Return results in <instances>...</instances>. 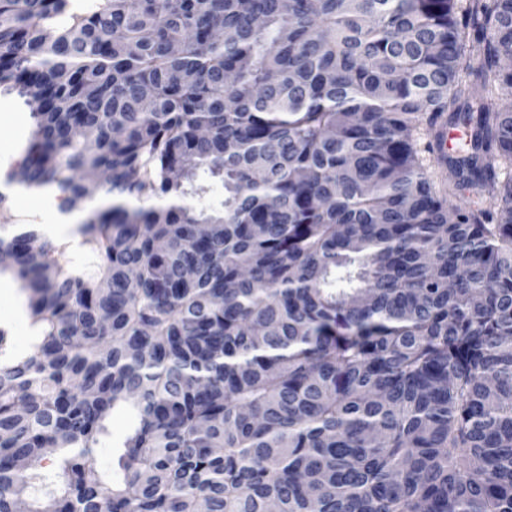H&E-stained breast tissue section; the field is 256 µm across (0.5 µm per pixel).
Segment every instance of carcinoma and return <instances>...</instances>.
Returning a JSON list of instances; mask_svg holds the SVG:
<instances>
[{
    "mask_svg": "<svg viewBox=\"0 0 512 512\" xmlns=\"http://www.w3.org/2000/svg\"><path fill=\"white\" fill-rule=\"evenodd\" d=\"M510 56L512 0H0L5 184L95 259L0 225V512H512ZM34 108L15 92L0 89V224H45V214L54 205L47 193L6 187L4 182L30 138ZM201 181L207 186V192L200 198L191 199L198 208L206 210H222L224 204L223 184L201 173ZM26 295L8 275L0 277V328L9 331L17 350L28 349L33 333L25 312ZM109 434L104 437L94 456V463L105 473H112V463L121 448H115L122 441L132 426V415L125 411L111 412L109 418Z\"/></svg>",
    "mask_w": 512,
    "mask_h": 512,
    "instance_id": "carcinoma-1",
    "label": "carcinoma"
}]
</instances>
